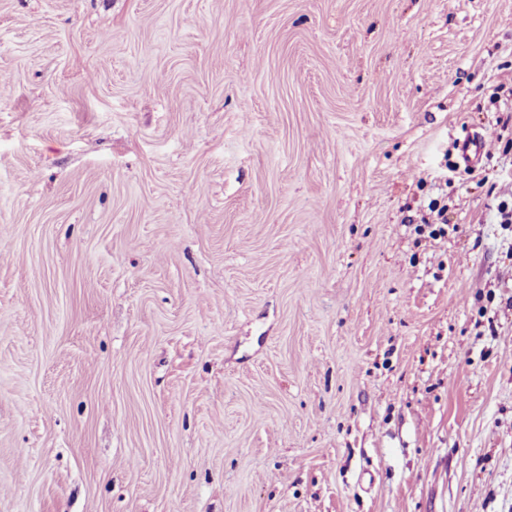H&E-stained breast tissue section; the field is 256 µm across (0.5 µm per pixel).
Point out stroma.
<instances>
[{"label": "stroma", "mask_w": 512, "mask_h": 512, "mask_svg": "<svg viewBox=\"0 0 512 512\" xmlns=\"http://www.w3.org/2000/svg\"><path fill=\"white\" fill-rule=\"evenodd\" d=\"M0 75V512H512V0H0ZM461 159L464 165L475 167L482 162L485 140L481 135L467 136L460 144Z\"/></svg>", "instance_id": "obj_1"}]
</instances>
